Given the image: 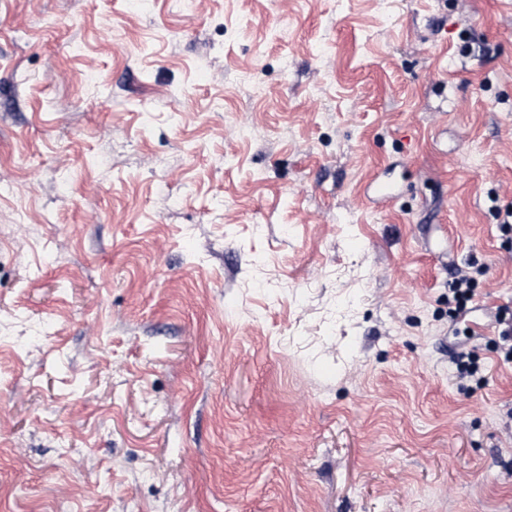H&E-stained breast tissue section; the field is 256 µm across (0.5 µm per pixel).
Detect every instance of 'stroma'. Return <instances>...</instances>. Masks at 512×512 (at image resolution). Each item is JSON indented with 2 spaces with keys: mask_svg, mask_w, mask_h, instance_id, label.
Segmentation results:
<instances>
[{
  "mask_svg": "<svg viewBox=\"0 0 512 512\" xmlns=\"http://www.w3.org/2000/svg\"><path fill=\"white\" fill-rule=\"evenodd\" d=\"M506 207L512 0H0V512H512ZM484 266L471 264L467 270H459L453 278L448 296V313L456 321L462 323L469 309L468 305L476 296L478 288V277L483 275ZM495 328L497 329V351L503 362H512V306L504 304L497 307L495 312ZM454 364L460 378L473 379L478 386H482L485 383V368L474 351L461 349L455 355Z\"/></svg>",
  "mask_w": 512,
  "mask_h": 512,
  "instance_id": "stroma-1",
  "label": "stroma"
}]
</instances>
